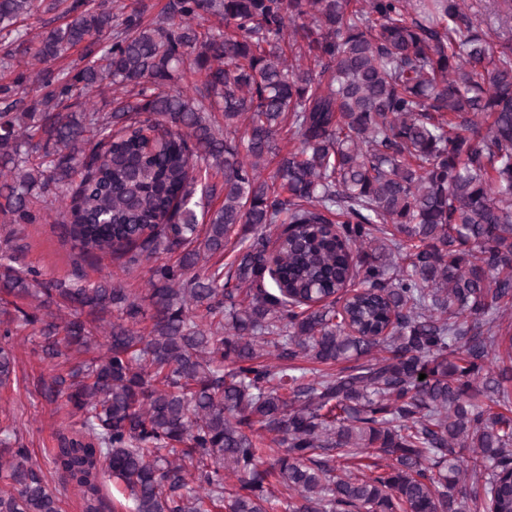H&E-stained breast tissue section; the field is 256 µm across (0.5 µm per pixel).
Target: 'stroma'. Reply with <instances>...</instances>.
<instances>
[{
  "label": "stroma",
  "mask_w": 512,
  "mask_h": 512,
  "mask_svg": "<svg viewBox=\"0 0 512 512\" xmlns=\"http://www.w3.org/2000/svg\"><path fill=\"white\" fill-rule=\"evenodd\" d=\"M64 206L61 200L44 204L41 223L0 228V256L11 255L19 246L23 249V266L39 271L43 278L69 280L79 276L96 283L108 277L133 293H144L148 287L147 268L130 271L123 260L115 258L76 259V250L56 219L57 210ZM12 344L17 362L10 385L0 387V422L16 427L20 446L28 449L45 480L58 487L61 512H82L79 495L72 487L63 486L51 462L57 435L73 420L68 417L62 399L48 398L44 392L55 370L42 358L36 326H27L13 337Z\"/></svg>",
  "instance_id": "stroma-1"
}]
</instances>
